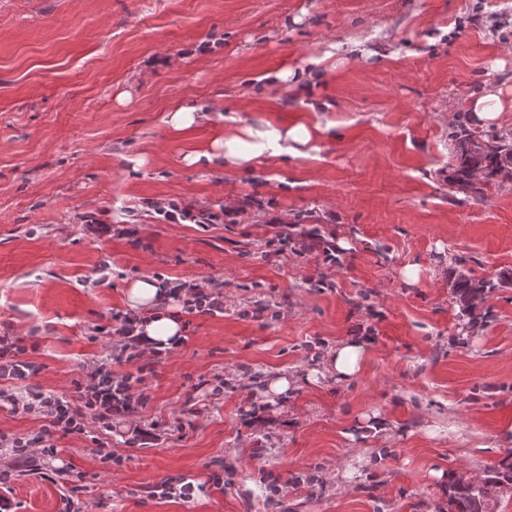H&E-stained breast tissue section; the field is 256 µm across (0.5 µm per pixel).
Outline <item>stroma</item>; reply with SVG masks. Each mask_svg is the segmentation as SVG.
Listing matches in <instances>:
<instances>
[{"mask_svg": "<svg viewBox=\"0 0 512 512\" xmlns=\"http://www.w3.org/2000/svg\"><path fill=\"white\" fill-rule=\"evenodd\" d=\"M312 57L315 89L277 98L269 76ZM497 90L512 101V0H0V327L34 384L74 399L131 281L224 283L223 313L181 314L183 342L120 417V466L54 437L85 475L83 512H278L272 477L288 512H448L450 479L512 457V182L472 203L448 166L460 116L512 136V104L473 116ZM179 107L224 120L177 132ZM300 122L317 133L288 161L187 160ZM280 220L335 241L336 265L267 259ZM461 273L498 283L473 316L449 285ZM367 326L368 364L336 380L330 354ZM248 370L298 384L247 388ZM169 478L192 499L148 495ZM62 493L24 475L6 498L60 512ZM504 108V101L499 94L488 93L474 103L473 110L477 116L486 121H493L497 118L499 112Z\"/></svg>", "mask_w": 512, "mask_h": 512, "instance_id": "obj_1", "label": "stroma"}]
</instances>
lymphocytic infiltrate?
<instances>
[{"instance_id": "f902f5d3", "label": "lymphocytic infiltrate", "mask_w": 512, "mask_h": 512, "mask_svg": "<svg viewBox=\"0 0 512 512\" xmlns=\"http://www.w3.org/2000/svg\"><path fill=\"white\" fill-rule=\"evenodd\" d=\"M168 296L180 300L189 313L214 315L224 310L219 282L212 278L175 282ZM113 319L107 354L93 363L83 379L76 381L77 398L73 401L28 385V378L36 372L35 365L19 359L18 337L7 332L0 334V379L17 382L14 388H0V407L42 422L38 438H0V447L12 451L9 460L0 462V488L7 487L27 471L45 481H67L70 470L55 463L57 450L51 439L57 433L91 435L98 445L101 461L120 465V457L111 449L112 419L141 405L144 398L137 395L132 376L118 374L112 366L123 360L136 359L141 370L146 371L152 369L164 353L143 344L137 332L140 322L137 315L117 313Z\"/></svg>"}]
</instances>
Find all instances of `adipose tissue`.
I'll use <instances>...</instances> for the list:
<instances>
[{"mask_svg":"<svg viewBox=\"0 0 512 512\" xmlns=\"http://www.w3.org/2000/svg\"><path fill=\"white\" fill-rule=\"evenodd\" d=\"M313 138V132L306 125L298 124L267 134L246 128L237 133H228L215 138L208 150L190 155L193 163H225L242 166L257 158L284 159L295 155L296 145L306 144ZM164 292L162 283L150 277L131 282L126 291L128 308L135 313H144L146 319L140 324L147 343L165 348L181 334V323L172 308L158 309L157 303Z\"/></svg>","mask_w":512,"mask_h":512,"instance_id":"1","label":"adipose tissue"}]
</instances>
